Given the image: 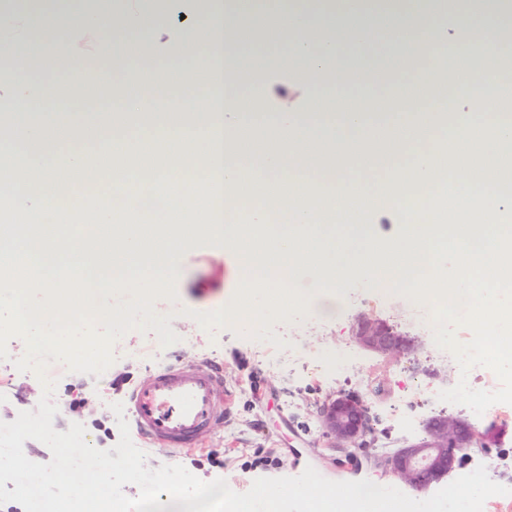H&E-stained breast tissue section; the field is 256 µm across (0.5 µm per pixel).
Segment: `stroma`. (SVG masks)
Listing matches in <instances>:
<instances>
[{"instance_id": "35a3bbf8", "label": "stroma", "mask_w": 512, "mask_h": 512, "mask_svg": "<svg viewBox=\"0 0 512 512\" xmlns=\"http://www.w3.org/2000/svg\"><path fill=\"white\" fill-rule=\"evenodd\" d=\"M164 2L153 43L159 73L170 81L190 75L199 86H206L208 76L196 60L175 52L192 23L194 7L190 0ZM30 79L42 85L52 109L60 114L72 109L63 89L89 85L78 70L39 72ZM417 83L418 74L411 71L373 87L312 86L305 96H292L291 102L300 111L342 112L357 108L365 96L416 94ZM178 265L180 276L174 283L178 306L211 312L223 304L224 287L234 275L230 253L201 240L182 248ZM412 307V301L384 292L371 278L357 274L345 283L333 315L297 314L292 321L277 323L280 336L292 343L283 351L238 337L229 329L208 332L183 315L170 322L179 340L168 347L161 346L154 333L130 331L114 343L116 360L102 375L73 373L60 361L48 367V376L58 381L54 400L59 412L53 427L65 432L70 424H83L89 444L111 448L120 437L111 405L126 402L132 384L170 365L215 362L222 365L224 386L232 395L223 423L190 453L133 436L150 468L180 464L201 480L225 479L238 493L247 492L257 478L296 477L309 466L329 480L351 477L396 486L381 461L384 442L397 449L425 437L426 423L442 411L427 405V398L436 388L453 387L457 374L456 366L441 358L440 347H471L480 336L472 324L451 315L447 335L425 337L422 350L414 355L382 357L354 342L351 329L359 313L380 315L406 331ZM7 351L8 360L0 362V422L35 409L43 393L34 372L18 371L13 364L26 352L24 340L11 337ZM119 376L128 382L117 389L112 381ZM497 377L499 405L479 408L481 395L475 389L450 398L444 411L465 419L483 437L481 444L467 449V459L454 469V476L471 473V459L477 456L493 481L512 487V418L500 415L502 409L512 410V370L498 368ZM379 379L385 390L377 395L373 388ZM340 392L360 396L369 409L371 431L363 448L333 447L321 425L320 406ZM75 398L83 405L73 412L69 403Z\"/></svg>"}]
</instances>
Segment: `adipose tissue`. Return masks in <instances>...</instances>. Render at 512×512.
Instances as JSON below:
<instances>
[{
  "instance_id": "obj_1",
  "label": "adipose tissue",
  "mask_w": 512,
  "mask_h": 512,
  "mask_svg": "<svg viewBox=\"0 0 512 512\" xmlns=\"http://www.w3.org/2000/svg\"><path fill=\"white\" fill-rule=\"evenodd\" d=\"M154 2L117 10L112 0H90L79 13L40 11L12 40L13 18L0 12V49L22 73L0 124V201L9 205L0 268L35 261L74 271L69 279H16L0 294V311L27 327L31 346L95 357L74 337H46L47 322L76 317L96 287L166 293L178 252L201 236L231 248L235 289L223 315L242 327L299 303L329 311L361 271L414 301H475L483 352L512 342V302L495 296L512 285V226L501 193L512 182V114L500 109L512 94L502 80L512 67V29L498 24L490 0H381L375 12L366 0H303L261 26L246 21L244 0H206L208 24L191 25L177 52L197 56L210 21L223 19L232 59L224 81L204 96L192 81L157 82L163 109L141 137L129 135L124 113L108 124L85 112L60 115L25 80L33 70L108 66L116 58L153 71ZM119 30L129 39L114 42ZM377 38L388 46L383 66L347 69L336 56ZM260 44L286 52L270 60L251 54ZM273 65L308 84L351 86L417 69L421 94L390 97L382 109L372 101L336 114L290 109L256 130L251 122ZM207 97L222 100L217 122L195 118ZM63 142L72 150L65 180L54 155ZM384 148L400 160L399 174L374 184L355 179L354 171L383 169L377 154ZM83 181L107 187L96 224L124 220L110 247L62 236L87 224L76 202ZM452 186L466 213L448 225L430 223L426 203ZM372 200L393 217L390 229L356 223L357 206ZM451 245L457 251L447 262L442 254ZM302 274L316 278L320 291L297 288Z\"/></svg>"
}]
</instances>
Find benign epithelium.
<instances>
[{
	"label": "benign epithelium",
	"instance_id": "obj_1",
	"mask_svg": "<svg viewBox=\"0 0 512 512\" xmlns=\"http://www.w3.org/2000/svg\"><path fill=\"white\" fill-rule=\"evenodd\" d=\"M356 343L386 357L418 351L422 340L402 331L373 314H360L353 327ZM323 427L339 447L356 444L369 431V418L363 403L341 394L322 411ZM427 437L399 448L385 459L386 467L406 486L423 490L452 472L459 462L457 453L478 442L474 427L445 414L430 419Z\"/></svg>",
	"mask_w": 512,
	"mask_h": 512
}]
</instances>
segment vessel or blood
I'll use <instances>...</instances> for the list:
<instances>
[{
  "label": "vessel or blood",
  "instance_id": "vessel-or-blood-1",
  "mask_svg": "<svg viewBox=\"0 0 512 512\" xmlns=\"http://www.w3.org/2000/svg\"><path fill=\"white\" fill-rule=\"evenodd\" d=\"M223 372L215 365H174L140 379L128 395L136 432L170 448L192 450L224 418L217 398Z\"/></svg>",
  "mask_w": 512,
  "mask_h": 512
}]
</instances>
